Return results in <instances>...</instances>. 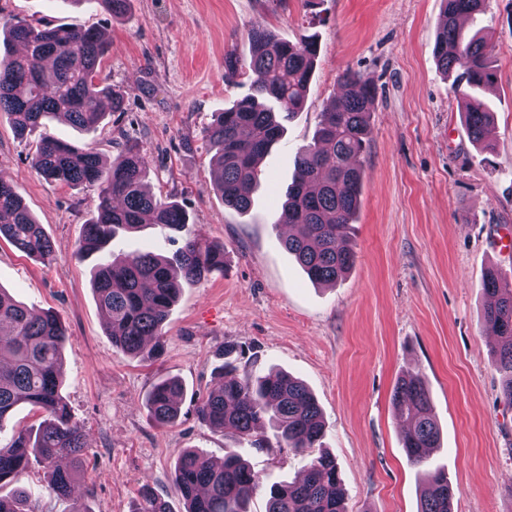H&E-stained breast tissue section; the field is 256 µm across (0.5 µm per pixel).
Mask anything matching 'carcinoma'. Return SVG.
<instances>
[{
	"mask_svg": "<svg viewBox=\"0 0 512 512\" xmlns=\"http://www.w3.org/2000/svg\"><path fill=\"white\" fill-rule=\"evenodd\" d=\"M95 5L118 18L127 0H74ZM443 16L434 42V56L444 74H455L454 90L463 101L462 115L469 138L486 142L494 112L474 92L497 78L492 51L484 36L466 33L459 18L486 11L487 0H443ZM7 44L0 51V112L20 137L46 120L63 118L82 130L96 127L106 112H120L123 94L99 79L111 43L96 28L38 27L26 21H0ZM254 74L251 92L218 112L205 131L215 151V190L224 205L246 212L252 187L260 181L258 160L266 156L284 133L277 120L304 105L319 54L314 36L296 42L280 41L263 25L248 29ZM346 91L331 99L320 113L310 144L298 152V176L288 186L287 199L276 223L299 226L285 240L315 284H334L356 264L350 243L363 181L361 158L367 148L368 105L374 84L347 70L339 77ZM32 166L46 179L96 192L95 209L85 224L75 256L100 255L92 267L97 303L107 321L112 344L142 359H157L164 350L163 327L172 304L185 285L224 272V246L209 241L189 223L175 200L145 189L147 161L134 146L124 148L110 163L90 146L79 147L48 132L40 134ZM145 224H162L183 233L184 244L172 256L153 252L109 255L107 246L118 232H134ZM0 238L44 264L54 248L41 224L23 204L13 186L0 179ZM482 289L491 302L482 327L500 345L495 367L501 375V397L512 406V279L489 268ZM65 327L52 313L34 316L27 307L0 290V424L14 408L28 404L45 414L36 431L20 429L0 446V484H12L36 462L48 469L50 489L68 497L72 470L62 458H78L83 434L73 420L61 392ZM236 349L220 353L214 388L197 406L200 420L226 435L266 447L261 429L270 424L279 446L303 453L324 435L321 409L310 390L285 372L239 377ZM183 387L176 379L156 384L147 407L159 425L176 422ZM396 410L407 419L400 438L408 460L424 463L430 448L439 447L440 431L432 413V399L424 378L410 372L393 391ZM430 487L421 496L418 512H452L455 489L441 469L429 475ZM184 512H249L261 487L260 477L234 451L215 465L187 449L174 470ZM0 512H37L25 489L0 497ZM132 512H170L167 502L150 485H143ZM266 512H346L344 489L336 458L328 452L310 460L303 477L269 488Z\"/></svg>",
	"mask_w": 512,
	"mask_h": 512,
	"instance_id": "obj_1",
	"label": "carcinoma"
}]
</instances>
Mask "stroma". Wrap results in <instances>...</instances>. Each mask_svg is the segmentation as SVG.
<instances>
[{
  "instance_id": "1",
  "label": "stroma",
  "mask_w": 512,
  "mask_h": 512,
  "mask_svg": "<svg viewBox=\"0 0 512 512\" xmlns=\"http://www.w3.org/2000/svg\"><path fill=\"white\" fill-rule=\"evenodd\" d=\"M442 0H129L122 18L82 0H0V16L50 27H94L112 43L100 76L125 96L96 131L51 120L55 137L92 145L112 159L123 142L148 160L158 196L187 210L223 244V273L183 288L165 327L164 353L141 360L113 347L91 287V262L75 257L94 193L51 182L32 166L36 136L19 139L0 115V178L10 182L54 246L44 264L0 240V288L67 329L62 393L82 428L84 452L70 498L53 496L32 464L16 486L39 512H131L150 484L171 512H184L173 483L188 448L220 461L228 448L264 484L296 478L305 455L279 447L264 428L257 451L211 429L196 412L214 386L224 344L238 345L240 372L280 368L315 395L325 422L322 450L336 458L347 512H418L427 475L447 470L453 512H512V408L499 399L496 343L482 329L493 266L512 277V0H489L465 31H482L497 79L482 98L495 113L489 149L474 145L452 80L433 47ZM277 38L316 35L319 56L303 109L262 163L247 213L226 207L212 187L213 153L204 132L214 115L249 91L252 73L228 77L227 53L248 60L247 31ZM374 83L369 142L351 241L353 270L332 286L309 281L274 221L295 176V155L311 142L319 114L340 91L345 70ZM182 236L157 224L122 234L116 253L171 255ZM425 378L441 430L426 462H409L404 424L392 404L397 380ZM184 394L178 421L154 422L146 399L161 380ZM13 486V487H16ZM13 487L0 488L1 495Z\"/></svg>"
}]
</instances>
